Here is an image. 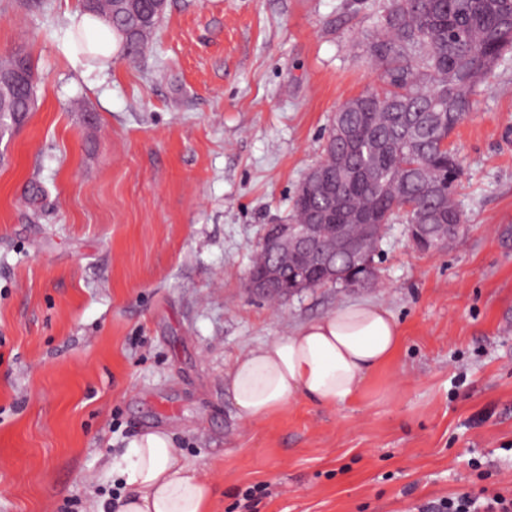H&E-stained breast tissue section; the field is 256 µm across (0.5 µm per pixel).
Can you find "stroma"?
<instances>
[{
	"label": "stroma",
	"mask_w": 512,
	"mask_h": 512,
	"mask_svg": "<svg viewBox=\"0 0 512 512\" xmlns=\"http://www.w3.org/2000/svg\"><path fill=\"white\" fill-rule=\"evenodd\" d=\"M383 0H167L148 53L95 64L80 0H0V59L37 77L0 134V512H99L141 432L212 480L211 512H420L512 495V53L450 138L468 218L444 250L389 224L374 288H245L338 107L379 87ZM404 342L361 396L245 426L224 373L343 304Z\"/></svg>",
	"instance_id": "35a3bbf8"
}]
</instances>
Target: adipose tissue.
<instances>
[{"mask_svg": "<svg viewBox=\"0 0 512 512\" xmlns=\"http://www.w3.org/2000/svg\"><path fill=\"white\" fill-rule=\"evenodd\" d=\"M402 332L382 304L357 302L299 325L235 359L224 383L241 422L252 425L295 401L335 408L398 353ZM127 491L116 512H210L211 482L192 468L167 432L129 442L117 465Z\"/></svg>", "mask_w": 512, "mask_h": 512, "instance_id": "1", "label": "adipose tissue"}]
</instances>
